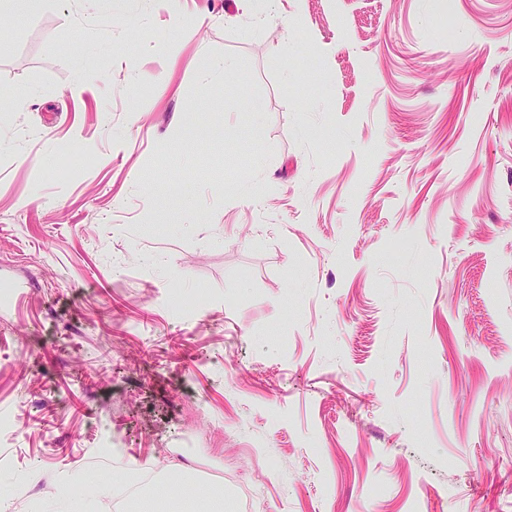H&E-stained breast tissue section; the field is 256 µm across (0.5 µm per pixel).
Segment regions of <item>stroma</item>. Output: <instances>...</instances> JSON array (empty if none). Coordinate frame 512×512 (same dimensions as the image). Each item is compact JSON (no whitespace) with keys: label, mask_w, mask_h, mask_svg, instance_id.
<instances>
[{"label":"stroma","mask_w":512,"mask_h":512,"mask_svg":"<svg viewBox=\"0 0 512 512\" xmlns=\"http://www.w3.org/2000/svg\"><path fill=\"white\" fill-rule=\"evenodd\" d=\"M14 94L0 512H512V0L0 5ZM80 476L75 472L57 484L54 492L42 498L40 502L41 512H75L73 484L78 482ZM133 473L123 477H113L112 479H100L95 487L93 498L88 506L89 512L107 511L112 498L119 497L129 487Z\"/></svg>","instance_id":"35a3bbf8"}]
</instances>
